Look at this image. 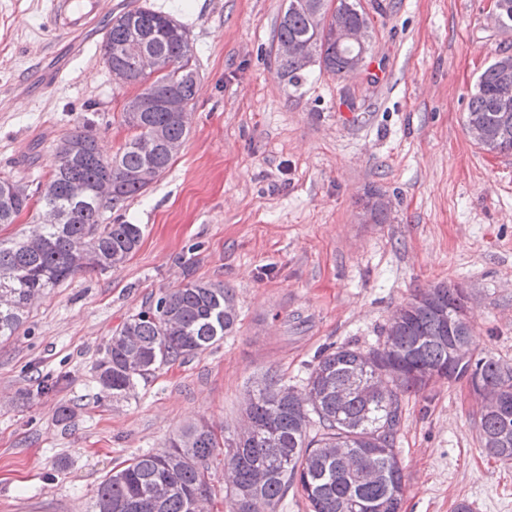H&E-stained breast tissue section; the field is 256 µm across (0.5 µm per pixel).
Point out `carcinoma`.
Listing matches in <instances>:
<instances>
[{
    "label": "carcinoma",
    "instance_id": "1",
    "mask_svg": "<svg viewBox=\"0 0 512 512\" xmlns=\"http://www.w3.org/2000/svg\"><path fill=\"white\" fill-rule=\"evenodd\" d=\"M370 22L359 0H288L277 26V42L315 44L319 67L333 75L347 70L354 54L330 40L333 27L358 28ZM133 38L143 40L169 67L143 92L124 103L121 122L133 134L112 156L101 153L93 121L84 118L64 137L80 146L67 154L54 147V165L35 189H13L0 179V224H12L32 203L40 204L38 228L5 246L0 243V338L23 324L32 303L77 273H102L124 264L138 247L139 224H106L105 209L120 208L156 181L174 155L167 144L183 146L189 127L169 113L146 106L157 92L175 91L187 104L195 99L199 68L185 27L147 7L112 18L103 58L127 82L148 78L140 59L126 53ZM288 84L305 79V60L279 57ZM512 81V55L495 58L477 77L465 123L486 131L482 149L512 153V99L504 103L499 85ZM139 104V113L130 108ZM399 322L386 328L382 343L363 352L348 344L317 357L299 400L274 373L248 393L246 434L219 439L206 424H192L160 451L146 452L115 469L98 486L94 512H199L210 492V463L221 449L224 467L234 473L233 512H276L292 487L301 489L310 512H400L405 490L395 448L402 397L449 379L466 381L476 392H493L505 410L480 416L479 437L486 454L512 461V367L486 355L464 357L472 343L468 296L446 284L421 289L398 309ZM237 322L232 291L219 283L189 281L163 293L113 332L94 365L95 378L114 399L127 398L161 366L203 354L224 340ZM384 375L387 394L364 391L336 399V387L355 376Z\"/></svg>",
    "mask_w": 512,
    "mask_h": 512
}]
</instances>
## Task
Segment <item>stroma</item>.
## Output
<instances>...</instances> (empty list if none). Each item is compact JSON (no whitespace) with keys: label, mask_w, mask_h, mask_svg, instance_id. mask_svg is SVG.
I'll return each mask as SVG.
<instances>
[{"label":"stroma","mask_w":512,"mask_h":512,"mask_svg":"<svg viewBox=\"0 0 512 512\" xmlns=\"http://www.w3.org/2000/svg\"><path fill=\"white\" fill-rule=\"evenodd\" d=\"M143 6L188 30L189 135L143 194L103 213L141 225L128 261L47 291L0 339V512H90L116 465L193 423L233 435L264 373L303 390L319 352L376 347L396 308L437 283L470 289L472 351L512 365V154L465 129L477 76L512 55L493 0H366L364 71L312 66L297 88L276 62L285 0H112L116 14ZM103 40L48 29L45 0H0V177L35 185L86 115L104 154L124 143L137 88L113 83ZM43 70L65 77L47 87ZM370 190L392 201L386 223L360 220ZM191 280L232 290L235 330L112 399L93 366L113 332ZM478 417L463 380L403 397L401 512H512V461L486 456Z\"/></svg>","instance_id":"stroma-1"}]
</instances>
